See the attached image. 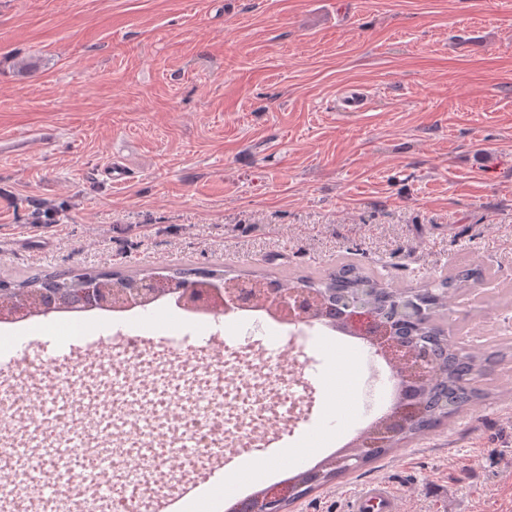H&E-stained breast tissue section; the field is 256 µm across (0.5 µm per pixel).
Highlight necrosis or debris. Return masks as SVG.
<instances>
[{
  "label": "necrosis or debris",
  "mask_w": 512,
  "mask_h": 512,
  "mask_svg": "<svg viewBox=\"0 0 512 512\" xmlns=\"http://www.w3.org/2000/svg\"><path fill=\"white\" fill-rule=\"evenodd\" d=\"M135 309L124 310L112 351L79 355L62 367L48 362L50 392L75 391L70 404L53 403L55 428L76 436L79 447L55 471L50 491L32 499L20 493L45 462L29 453L18 464L16 438L0 441V512H149L159 490L196 482L219 458L264 447L276 429L305 416L311 385L307 362L296 357L297 337L288 325L249 307L236 323L252 327L244 344L185 346L197 325L218 326L219 313L181 311L177 338L156 344L135 333ZM223 446V456L213 447ZM79 488L80 503L71 490Z\"/></svg>",
  "instance_id": "1"
}]
</instances>
